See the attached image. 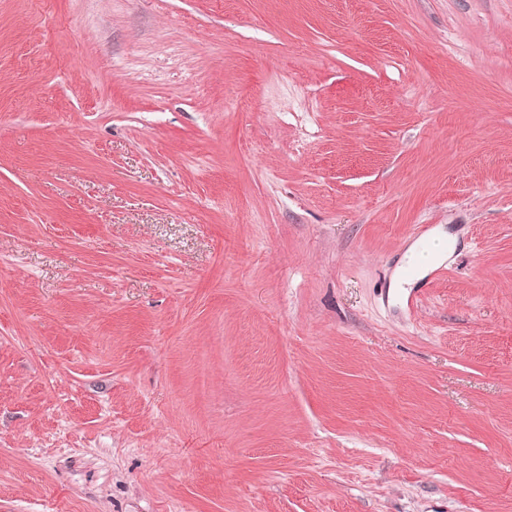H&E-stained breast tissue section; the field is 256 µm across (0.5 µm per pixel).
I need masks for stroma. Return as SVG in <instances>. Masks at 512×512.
Returning <instances> with one entry per match:
<instances>
[{
  "instance_id": "stroma-1",
  "label": "stroma",
  "mask_w": 512,
  "mask_h": 512,
  "mask_svg": "<svg viewBox=\"0 0 512 512\" xmlns=\"http://www.w3.org/2000/svg\"><path fill=\"white\" fill-rule=\"evenodd\" d=\"M0 512H512V0H0Z\"/></svg>"
}]
</instances>
